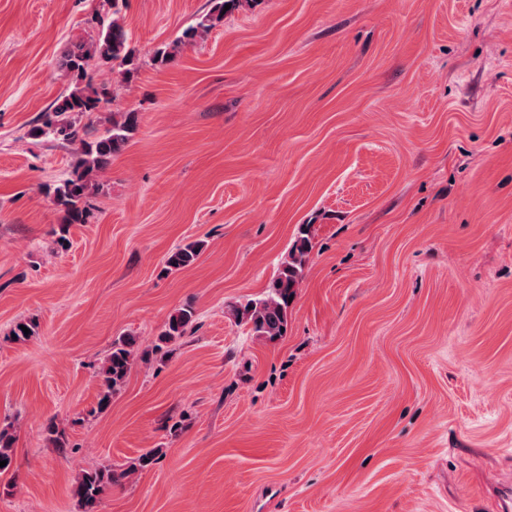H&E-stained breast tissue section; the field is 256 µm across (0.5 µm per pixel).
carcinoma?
<instances>
[{"label": "carcinoma", "instance_id": "carcinoma-1", "mask_svg": "<svg viewBox=\"0 0 512 512\" xmlns=\"http://www.w3.org/2000/svg\"><path fill=\"white\" fill-rule=\"evenodd\" d=\"M120 0H112L114 18L100 21L98 38L89 43H79L68 47L59 60L60 69L77 79V84L68 94L60 97L50 110L37 119L33 135L41 134L64 141L79 142L78 159L74 173L54 187L51 194L53 205L63 213L60 235L57 244L67 249L69 227L73 224H85L89 211L82 206L91 186L93 173L103 169L112 156L119 153L131 139L137 126V113L127 112L121 120H112V127L106 134L95 138H83L76 126L75 117L90 115L101 109V104L108 101L110 92L107 88H96L91 83L81 84L89 62L97 60L104 64L122 67L120 75L127 79L132 73L130 65L134 60V49L130 46L129 32L120 21ZM238 0H216L212 13L203 16L200 21L186 29L183 40L191 41L200 30H208L224 19L223 9L229 5L236 8ZM203 248L200 241L190 242L171 251L165 258L166 268L181 270L192 265ZM312 249L310 226L301 224L289 248L288 255L279 265L276 273L268 282L263 293L256 299L233 308L237 323L250 326L253 335L274 342L287 334L288 311L295 298L299 283L303 279L309 254ZM196 311L186 304L170 315L164 331L154 346V352L182 339L194 327ZM30 330L24 334L22 327ZM10 333L13 340L26 342L36 335V323L32 320H19L13 324ZM146 358L137 349L136 337L126 334L112 341V347L103 359L98 374L99 398L98 409L103 411L112 403V396L120 390L137 358ZM44 432L51 445L66 456L73 452L66 431L50 419L44 426ZM15 436L8 428H0V461H7L0 467V475L8 474L14 467ZM159 449L153 448L134 459L125 468L112 465L84 469L74 480L71 492L76 500L78 512H100L103 496L112 486L123 479L152 465Z\"/></svg>", "mask_w": 512, "mask_h": 512}]
</instances>
